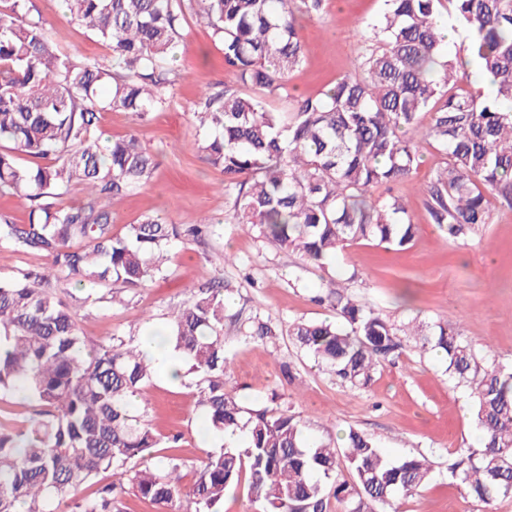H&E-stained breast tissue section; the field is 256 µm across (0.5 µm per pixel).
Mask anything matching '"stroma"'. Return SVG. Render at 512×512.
<instances>
[{
	"mask_svg": "<svg viewBox=\"0 0 512 512\" xmlns=\"http://www.w3.org/2000/svg\"><path fill=\"white\" fill-rule=\"evenodd\" d=\"M27 7L73 60L111 58V49L72 20L61 0H28ZM382 9V0H326L321 17L299 16L305 59L289 75V88L315 95L336 78L358 72L360 24ZM171 54L177 81L166 111L145 123L126 112L101 115L99 132L108 138L135 135L157 162L145 190L113 199V230L124 233L141 215L159 213L177 224L209 223L211 232L174 244L166 277L129 294L122 305L80 301L72 283L52 281L58 296L77 311L87 345L112 336L136 339L148 328L164 327L169 309L186 301L192 289L223 280L232 300L224 311L227 390L248 405L271 401L292 410L310 437L337 441L352 427L370 435L391 458L427 457L428 479L412 495L397 499L398 512H475V503L463 497L448 470L476 442L470 398L434 351L408 345L399 357L378 366L368 388L353 390L298 348L288 326L297 319L336 321L335 310L313 297L342 286L398 325L452 321L476 350L511 365L512 207L491 198L493 222L466 243L454 242L427 213L422 190L446 155L426 143L418 168L392 188L420 227L407 249L388 251L362 242L337 251L322 267L302 261L258 238L248 226L227 222L230 204L220 188L224 175L193 147L199 132L193 117L197 101L235 81L210 30L188 19L184 38ZM227 253L234 263L223 264ZM344 273L351 275L350 283H342ZM254 317L275 326V336L260 341L242 335L240 326ZM144 394L146 416L156 432L181 436L182 485L190 487L197 460L211 448L195 389L158 376Z\"/></svg>",
	"mask_w": 512,
	"mask_h": 512,
	"instance_id": "35a3bbf8",
	"label": "stroma"
}]
</instances>
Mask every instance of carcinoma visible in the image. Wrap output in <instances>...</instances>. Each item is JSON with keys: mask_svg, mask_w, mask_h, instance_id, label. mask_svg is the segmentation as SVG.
I'll use <instances>...</instances> for the list:
<instances>
[{"mask_svg": "<svg viewBox=\"0 0 512 512\" xmlns=\"http://www.w3.org/2000/svg\"><path fill=\"white\" fill-rule=\"evenodd\" d=\"M24 2L0 0V194L25 199L29 218L15 224L1 212L0 243L46 257L51 267L0 280V395L21 393L36 407L19 427L0 423V512H126V492L158 512L181 495L187 512H220L224 490L244 479L262 512H328L333 499L346 512H377L412 494L430 473L425 457L393 460L350 428L343 437L355 477L349 485L337 475L335 447L307 437L299 416L247 406L224 390L219 281L194 290L165 332L187 365L207 429L246 438L205 453L181 492L182 458L138 463L181 440L160 437L131 404L157 367L133 340L113 336L87 347L75 314L45 283L51 276L72 282L93 303L104 301L105 288L114 303L109 286L136 290L164 274L182 225L145 214L117 235L109 210L112 199L148 183L155 156L133 135L103 143L95 130L108 110L144 120L168 108L176 77L169 54L187 11L210 28L236 80L204 94L193 112L203 131L195 148L224 173L228 222L317 265L356 242L404 250L415 236L406 205L374 190L409 178L425 141L448 157L425 189L431 221L455 241L478 234L492 223L485 191L512 204V0H383L380 16L361 26L363 75L296 96L287 112L267 110L243 89L288 93V75L304 60L295 15H319L324 0H66L72 20L110 47L108 62L74 61L41 19L26 16ZM444 16L468 34L492 96L459 86L468 75L450 55ZM73 186L88 195L60 204ZM332 297L340 322L296 320L288 328L294 343L343 385L363 390L378 365L416 336L471 390L483 441L450 465L461 493L484 508L512 498V365L477 352L449 322L429 334L410 331L345 294ZM102 474L108 482L76 497Z\"/></svg>", "mask_w": 512, "mask_h": 512, "instance_id": "cac0c4a2", "label": "carcinoma"}]
</instances>
